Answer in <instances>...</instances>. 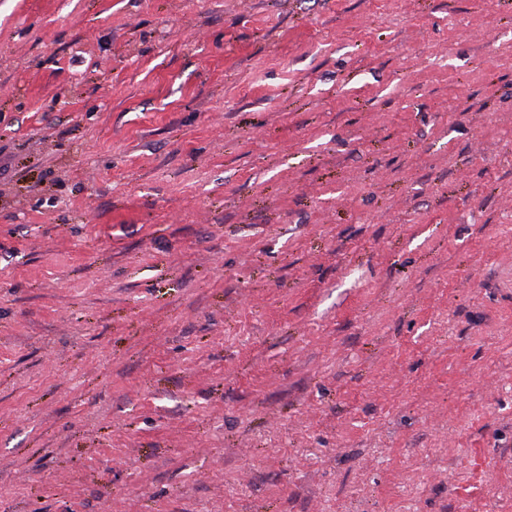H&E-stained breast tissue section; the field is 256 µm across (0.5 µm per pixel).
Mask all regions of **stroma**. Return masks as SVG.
<instances>
[{
	"instance_id": "35a3bbf8",
	"label": "stroma",
	"mask_w": 512,
	"mask_h": 512,
	"mask_svg": "<svg viewBox=\"0 0 512 512\" xmlns=\"http://www.w3.org/2000/svg\"><path fill=\"white\" fill-rule=\"evenodd\" d=\"M0 512H512V0H0Z\"/></svg>"
}]
</instances>
